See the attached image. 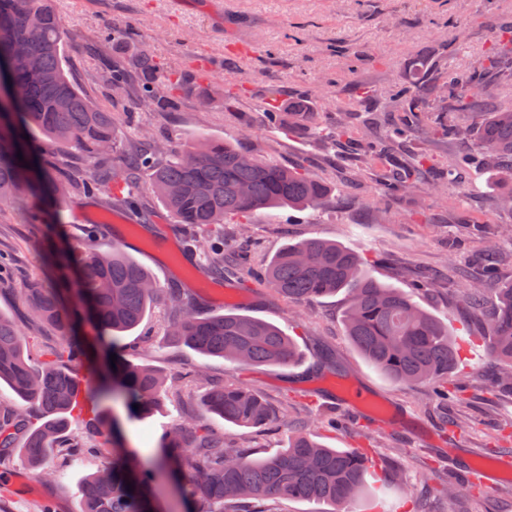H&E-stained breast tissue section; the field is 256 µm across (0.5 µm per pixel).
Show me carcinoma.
I'll use <instances>...</instances> for the list:
<instances>
[{
    "mask_svg": "<svg viewBox=\"0 0 512 512\" xmlns=\"http://www.w3.org/2000/svg\"><path fill=\"white\" fill-rule=\"evenodd\" d=\"M70 38L53 0H0V66L13 89L12 119L0 123V205L23 197L28 223L51 220L45 244L56 272L50 281L33 280L21 289L29 313L26 329L0 314V381L17 397L12 405H0V467L18 453L43 477L42 462L55 448L61 449L64 469L74 458L110 445L121 452L113 454L111 466L83 479L81 512H163L152 498L138 454L124 447L119 427L103 409L117 396L136 419L162 401L166 375L129 362L127 357L140 350L121 343L157 302L159 289L145 266L115 246L69 248L59 242L56 229L66 217L57 202L70 195L94 197L110 208L115 191L135 192L139 174L147 172L153 193L174 221L199 228L191 245L205 241L206 273L222 277L225 244L215 228H224L228 218L261 210L318 208L329 188L303 167L256 155L245 160L246 152L230 141L201 139L169 151L142 122L132 123L129 117L175 111L176 91L186 73L146 53L122 64L110 61L100 75L112 95L113 105L106 107L87 97L63 67ZM502 56L493 49L465 71L443 72L428 97L406 86L385 101L408 112H485L487 75L500 68ZM288 111L312 123L307 100L295 97ZM30 127L43 135L48 149L19 133ZM119 128L127 129L129 151L114 166L112 145ZM312 130L332 144L356 135L347 126L312 123ZM428 133L475 140L473 151L457 160L456 175L483 163L512 181L511 106L486 112L475 129L450 118L428 127ZM73 152L90 161L78 176L56 158ZM430 163L421 157L393 181L407 186ZM259 279L290 302L345 293L346 336L366 361L396 384L428 386L439 401L448 398L449 390H459L448 387L460 359L448 326L403 289L379 281L358 252L323 239L290 243L270 259ZM167 301L171 338L202 356L243 366H289L297 358L295 340L272 322L229 310L205 312L172 288ZM459 303L484 329L493 356L512 367V283L495 289L489 306L481 286L462 289ZM45 329L53 331L54 345L36 365L27 338ZM94 347L117 355V373H98L91 359ZM89 404L94 410L84 424L91 437H70L69 415ZM203 406L239 426L274 421L267 406L242 384L212 386ZM368 470L357 451L328 448L306 434L291 437L272 456L253 458L206 426L179 423L161 434L149 473L176 484L183 512H272L275 499L326 502L334 512H343V506L369 497Z\"/></svg>",
    "mask_w": 512,
    "mask_h": 512,
    "instance_id": "carcinoma-1",
    "label": "carcinoma"
}]
</instances>
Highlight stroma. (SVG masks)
<instances>
[{
  "label": "stroma",
  "instance_id": "35a3bbf8",
  "mask_svg": "<svg viewBox=\"0 0 512 512\" xmlns=\"http://www.w3.org/2000/svg\"><path fill=\"white\" fill-rule=\"evenodd\" d=\"M54 8L71 34L68 69L87 94H108L97 82L103 51L148 53L178 65L194 81L182 92L177 111L145 113L157 136L181 145L236 140L268 161L304 164L330 189L317 210L277 209L227 222L226 250L244 258L246 271L224 278L230 292L220 299L207 295L208 278L181 265L175 252L156 263L148 258L153 243L124 245L161 288L179 289L210 311L235 309L270 321L295 337L302 354L290 367L242 368L205 357L172 343L168 308L153 305L126 341L143 343L142 362L164 371L172 388L160 408L139 420L127 417L122 401L110 403L126 446L151 457L157 437L181 419L208 426L229 445L261 457L280 451L289 435L305 428L327 447L357 448L374 461L384 512H512V486L490 487L481 479L489 461L512 453V390L493 385L502 365L457 302L458 288L484 274L486 238L506 257L496 266V282H512V214L495 206L500 187L477 169L458 181L438 180L434 194L418 184L392 191L383 185V165L356 155L348 141L323 144L306 125L285 118L269 125L262 116L269 100L284 104L300 94L321 125L336 127L347 117L336 101L352 100L354 84L386 95L407 85L426 86L437 55L446 66L467 68L497 41L502 22L512 20V0H54ZM232 75L244 86L228 108L224 80ZM203 93L213 99L205 109L196 102ZM348 117L371 130L412 120L411 134L393 146L395 164L425 154L444 170L472 150L468 141L429 137L433 112L391 114L381 103L355 102ZM66 214L68 222L59 230L63 239L78 243L93 229L108 243L112 221L122 211L71 197ZM42 238V227L27 223L23 202L0 207V252L10 258L0 312L18 321L25 315L21 288L49 272ZM311 238L357 251L375 277L413 293L447 321L460 346V396L433 401L426 388L395 384L367 363L346 336L344 294L292 304L253 280L251 270L285 245ZM188 367L201 369L198 381L182 379ZM241 381L268 404L275 423L241 427L203 410L200 400L211 385ZM352 381L402 408L405 422L389 426L356 418L336 400L337 388ZM452 448L459 458L449 456ZM58 463V454L46 458L53 477L45 480L14 458L10 471L25 476L27 485L0 501V512H42L47 504L54 512H80L82 479L111 465L112 450L99 449L61 473ZM451 484L465 488L460 504L445 495Z\"/></svg>",
  "mask_w": 512,
  "mask_h": 512
}]
</instances>
